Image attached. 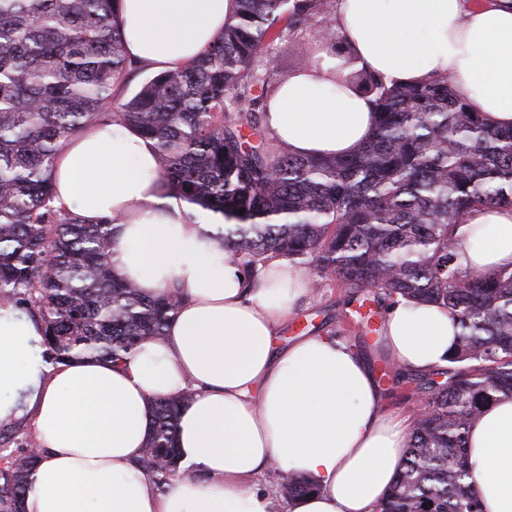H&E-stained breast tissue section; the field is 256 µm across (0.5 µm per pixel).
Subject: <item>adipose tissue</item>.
Wrapping results in <instances>:
<instances>
[{"label": "adipose tissue", "instance_id": "1", "mask_svg": "<svg viewBox=\"0 0 512 512\" xmlns=\"http://www.w3.org/2000/svg\"><path fill=\"white\" fill-rule=\"evenodd\" d=\"M235 0H120L126 55L162 72L189 63L223 31ZM347 50L316 52L268 103L266 122L299 156L357 151L375 125L349 68L389 85L450 75L472 111L512 126V0H336ZM54 203L86 223L121 215L114 270L144 294L179 288L162 340L115 365L44 356L39 325L0 302V422L32 416L40 460L25 512H378L398 472L413 414L388 411L365 359L326 331L278 347L281 324L309 293L288 259L254 273L224 240L188 221L152 141L108 121L69 140L55 160ZM461 270L512 268V208L473 211L459 229ZM458 329L447 308L404 299L380 339L405 373L446 367ZM189 394L178 448L192 475L157 492L141 474L152 400ZM483 512H512V399L489 408L467 442ZM311 481L282 502L257 483L268 468Z\"/></svg>", "mask_w": 512, "mask_h": 512}]
</instances>
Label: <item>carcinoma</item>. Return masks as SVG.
Returning <instances> with one entry per match:
<instances>
[{"label": "carcinoma", "mask_w": 512, "mask_h": 512, "mask_svg": "<svg viewBox=\"0 0 512 512\" xmlns=\"http://www.w3.org/2000/svg\"><path fill=\"white\" fill-rule=\"evenodd\" d=\"M224 31L193 62L114 104L130 66L118 0H0V298L39 317L47 357L117 364L160 340L183 299L143 294L111 267L113 220L87 224L53 205L52 170L68 140L119 119L154 140L170 191L224 219L231 262L296 263L314 288L333 278L363 320L399 298L448 308L459 328L448 366L421 378L399 472L380 512H483L465 453L471 423L512 396V269L469 274L457 230L480 207L512 208V127L490 126L447 75L388 86L346 79L376 103L375 128L351 156L305 157L266 125L282 84L270 49L283 28L332 30L333 0H235ZM293 44L298 71L314 45ZM189 395L152 401L140 467L163 491L186 472L176 445ZM24 442L0 464V512H23L37 465ZM312 490L293 475L288 500Z\"/></svg>", "instance_id": "carcinoma-1"}]
</instances>
